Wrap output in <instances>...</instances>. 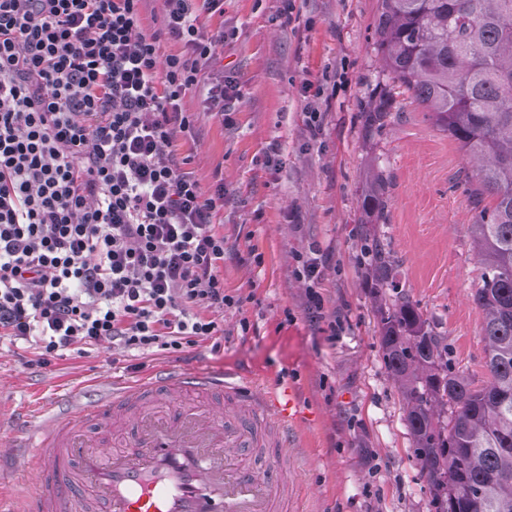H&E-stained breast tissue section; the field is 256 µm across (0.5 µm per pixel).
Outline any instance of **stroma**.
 Instances as JSON below:
<instances>
[{
	"mask_svg": "<svg viewBox=\"0 0 512 512\" xmlns=\"http://www.w3.org/2000/svg\"><path fill=\"white\" fill-rule=\"evenodd\" d=\"M379 0H224L223 15H202L208 30L235 28L224 73L238 80L233 125L189 93L194 113L179 156L203 190L224 183L216 223L224 235V291L242 308L217 314L220 349L203 342L181 356L155 355L145 372L179 364L230 371L262 388L292 386L304 415L293 432L297 462L287 473L298 512H434L432 492L411 456L401 395L379 345L373 292L361 276L369 257L359 227L363 174L386 170V221L375 234L396 261L399 289L428 319L448 360L474 386L487 380L483 316L471 293L480 268L469 233L479 210L465 193L470 167L428 112L397 93L376 50ZM319 86V135L305 116V82ZM384 100V126L366 130L370 100ZM278 149V167L264 153ZM320 248L319 291L343 330L310 321L298 256ZM248 329H241V320ZM26 345L0 344V412L62 409L82 388L97 399L112 377L132 378L123 350L95 347L46 368Z\"/></svg>",
	"mask_w": 512,
	"mask_h": 512,
	"instance_id": "obj_1",
	"label": "stroma"
}]
</instances>
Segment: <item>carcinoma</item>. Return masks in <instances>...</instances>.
Wrapping results in <instances>:
<instances>
[{
    "label": "carcinoma",
    "instance_id": "obj_1",
    "mask_svg": "<svg viewBox=\"0 0 512 512\" xmlns=\"http://www.w3.org/2000/svg\"><path fill=\"white\" fill-rule=\"evenodd\" d=\"M375 32L394 86L431 112L475 169L470 193L483 208L469 225L481 267L472 298L488 382L476 388L448 363L376 245L362 277L382 359L439 512H512V0H381ZM388 188L384 169L368 172L364 223H383Z\"/></svg>",
    "mask_w": 512,
    "mask_h": 512
}]
</instances>
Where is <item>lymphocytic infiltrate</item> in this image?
Returning <instances> with one entry per match:
<instances>
[{
	"label": "lymphocytic infiltrate",
	"mask_w": 512,
	"mask_h": 512,
	"mask_svg": "<svg viewBox=\"0 0 512 512\" xmlns=\"http://www.w3.org/2000/svg\"><path fill=\"white\" fill-rule=\"evenodd\" d=\"M0 0V342L64 352L112 346L145 359L223 335L210 314L243 300L224 292V186L201 188L172 150L205 94L223 124L237 95L212 76L232 29L205 31L224 0ZM181 44L159 59L161 40ZM312 321L324 261L306 256Z\"/></svg>",
	"instance_id": "1"
}]
</instances>
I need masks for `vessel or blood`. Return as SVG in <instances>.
I'll use <instances>...</instances> for the list:
<instances>
[{
    "mask_svg": "<svg viewBox=\"0 0 512 512\" xmlns=\"http://www.w3.org/2000/svg\"><path fill=\"white\" fill-rule=\"evenodd\" d=\"M294 389L258 392L237 375L164 367L106 389L90 404L9 435L34 470L24 512H288L284 478Z\"/></svg>",
    "mask_w": 512,
    "mask_h": 512,
    "instance_id": "b4317fda",
    "label": "vessel or blood"
}]
</instances>
